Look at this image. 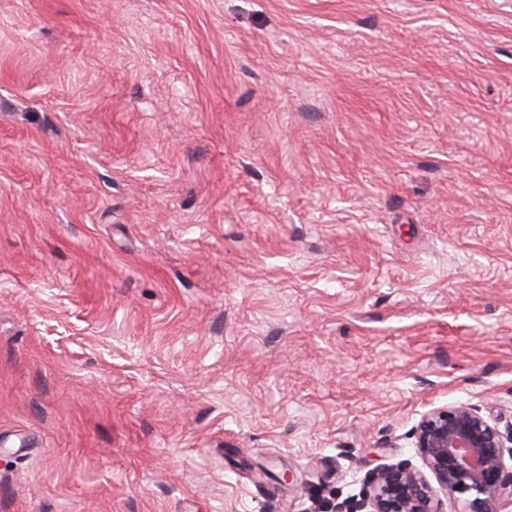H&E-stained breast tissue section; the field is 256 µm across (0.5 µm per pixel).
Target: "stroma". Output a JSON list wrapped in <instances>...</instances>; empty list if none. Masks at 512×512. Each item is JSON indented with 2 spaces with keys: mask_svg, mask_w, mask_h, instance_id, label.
Returning <instances> with one entry per match:
<instances>
[{
  "mask_svg": "<svg viewBox=\"0 0 512 512\" xmlns=\"http://www.w3.org/2000/svg\"><path fill=\"white\" fill-rule=\"evenodd\" d=\"M455 403L512 424V0H0V512H329Z\"/></svg>",
  "mask_w": 512,
  "mask_h": 512,
  "instance_id": "35a3bbf8",
  "label": "stroma"
}]
</instances>
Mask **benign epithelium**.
Listing matches in <instances>:
<instances>
[{
  "mask_svg": "<svg viewBox=\"0 0 512 512\" xmlns=\"http://www.w3.org/2000/svg\"><path fill=\"white\" fill-rule=\"evenodd\" d=\"M415 445L435 478L408 465L378 467L366 476L362 498L336 512H442L437 490L457 512H512V429L483 417L474 406L450 404L422 415Z\"/></svg>",
  "mask_w": 512,
  "mask_h": 512,
  "instance_id": "7a95c632",
  "label": "benign epithelium"
}]
</instances>
